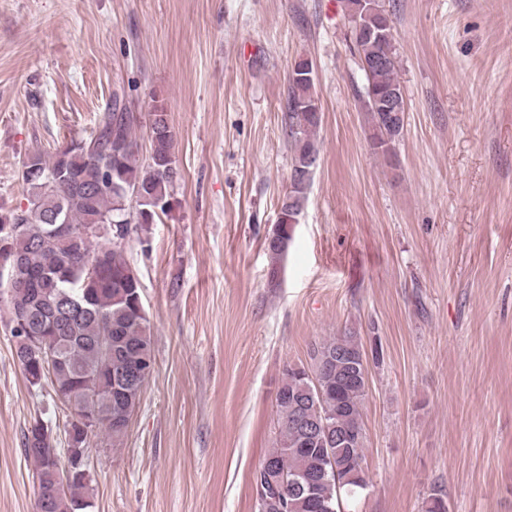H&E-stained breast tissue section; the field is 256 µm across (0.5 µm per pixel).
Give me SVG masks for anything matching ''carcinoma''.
Listing matches in <instances>:
<instances>
[{
	"mask_svg": "<svg viewBox=\"0 0 512 512\" xmlns=\"http://www.w3.org/2000/svg\"><path fill=\"white\" fill-rule=\"evenodd\" d=\"M344 11L360 61H383L364 70L362 99L373 130V146L390 154L402 125L380 111L378 99L401 90L393 21L381 0H376L373 9L362 0H344ZM316 103L314 80H288L284 123L293 155L281 211L291 219L301 213L314 173L305 160L319 154L315 135L321 113L313 108ZM148 124L151 153L142 160L136 137L140 114L129 110L116 95L93 137L73 141L50 156L34 152L23 162L28 203L41 210V218L25 222L10 236V250L22 259L26 276L25 287L8 299L10 323L17 321L18 308H26L30 335L59 336L67 352L66 363L54 368L19 350L15 358L31 385L50 382L55 396L65 397L63 406L73 397L87 415L103 412L96 396L114 386L118 366L133 367L154 359L149 319L136 307L139 281L128 277L130 264L123 249L112 247L117 233L127 239L138 230L148 231L159 217L153 200H170L177 179L175 135L164 101L158 99L152 105ZM136 188L142 197L136 204V223L131 224L124 221L121 204ZM106 219L109 236L81 234L88 225ZM60 221L74 229L75 238L64 241L54 234ZM290 240L285 233L281 244L268 246L271 274L279 272ZM89 266L95 269L92 275ZM104 336L112 337L109 351L101 346ZM309 358L322 398L307 396L306 367L286 369L275 397L276 438L266 459L275 462L279 473L288 475L289 486L281 490L287 512H318L321 502L342 512L343 501L368 486L361 466L363 447L349 448L340 440L346 433L365 437L362 406L368 380L362 369L351 376L352 364L365 358V350L359 337L345 333L312 344ZM126 431L127 425L103 416L92 433L107 435L116 444ZM24 447L34 463L41 493L51 495L47 512H81L88 507L90 481L61 477L58 465L48 464L37 452L56 447L41 422L27 429ZM295 478L319 482L320 497L309 498L293 484Z\"/></svg>",
	"mask_w": 512,
	"mask_h": 512,
	"instance_id": "obj_1",
	"label": "carcinoma"
}]
</instances>
